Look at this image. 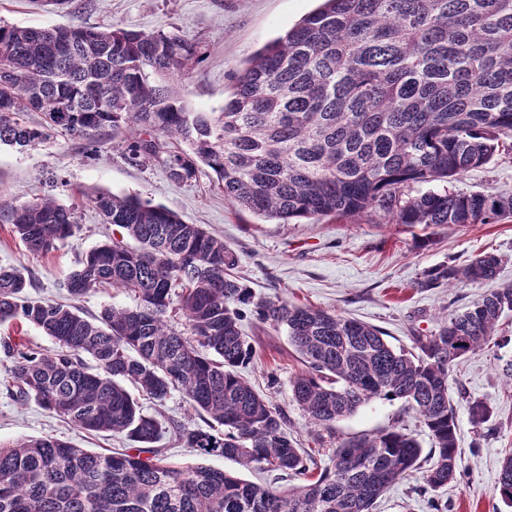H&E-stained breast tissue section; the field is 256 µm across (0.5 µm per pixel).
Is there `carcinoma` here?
Instances as JSON below:
<instances>
[{
    "label": "carcinoma",
    "mask_w": 512,
    "mask_h": 512,
    "mask_svg": "<svg viewBox=\"0 0 512 512\" xmlns=\"http://www.w3.org/2000/svg\"><path fill=\"white\" fill-rule=\"evenodd\" d=\"M199 58L181 34L79 25L0 23V146L25 148L60 132L93 146L126 125L137 164L157 162L177 183L212 170L224 197L279 224L336 218L387 224H495L512 219V194L453 183L497 154H512V0H322L238 73L220 112H191L181 79ZM28 112L43 115L32 125ZM89 202L112 239L88 251L65 288L73 300L110 284L132 307L87 316L35 298L29 270L0 265V325L26 324L50 350L0 340L5 389L86 432L138 444L111 453L40 436L0 445V512H373L392 485L422 469V448L398 429L327 449L330 465L296 447L281 409L241 369L255 357L240 306L282 326L304 369L291 399L326 430L374 399H402L433 440L425 482L458 479L454 362L496 334L512 286L474 301L393 348L367 323L286 300L255 303L231 274L237 257L199 224L135 196L97 190ZM0 222L31 254L70 237L76 210L53 197L0 199ZM502 257L424 271L420 289L495 278ZM182 394L207 429L163 422L139 396ZM471 421L489 419L481 401ZM171 432L201 457L222 456L295 480L259 488L203 464L176 466L153 447ZM147 457H142V454ZM501 500L512 508V452Z\"/></svg>",
    "instance_id": "cac0c4a2"
}]
</instances>
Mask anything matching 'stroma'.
I'll return each mask as SVG.
<instances>
[{
	"label": "stroma",
	"instance_id": "stroma-1",
	"mask_svg": "<svg viewBox=\"0 0 512 512\" xmlns=\"http://www.w3.org/2000/svg\"><path fill=\"white\" fill-rule=\"evenodd\" d=\"M317 6V0H72L69 10L60 14L38 10L32 0H0V21L186 35L199 42L205 59L186 80L185 103L195 112H218L231 92L232 74ZM129 137L128 130H119L93 151L82 140L59 133L24 150L0 147V198L20 204L49 194L60 203L78 206L72 236L46 255H30L12 225L0 223V265L27 267L37 282L35 297L67 301L64 283L82 256L121 235L118 227L102 222L88 200H75L78 189L136 195L172 210L186 223L203 225L235 253V273L255 298L285 299L368 323L379 328L394 347L409 352L416 349L415 337L435 333L445 316L512 285V221L430 228L328 218L315 224H277L232 204L209 169L177 183L161 164L130 163L125 152ZM457 187L467 192L512 193V159L466 172ZM482 252L503 258L494 280L417 288V280L428 268L448 262L464 264ZM241 329L255 351L243 377L283 409L287 430L298 447L315 448L318 429L291 400L290 383L303 365L285 329L261 322L250 306L243 309ZM510 362L512 312L501 318L488 347L467 354L450 371L460 481L430 496L423 491L421 476L405 479L378 501L375 512H431L427 504L431 497L439 500L441 512H512L495 493L501 459L512 449V388L505 385L503 375ZM471 400L482 401L491 411L482 428H474L471 422L467 406ZM386 429L411 433L423 451L432 448L424 425L399 399H376L361 407L335 424L334 439L340 442ZM43 435L92 452L129 445L124 436L82 432L35 403L14 401L0 384V444Z\"/></svg>",
	"mask_w": 512,
	"mask_h": 512
}]
</instances>
